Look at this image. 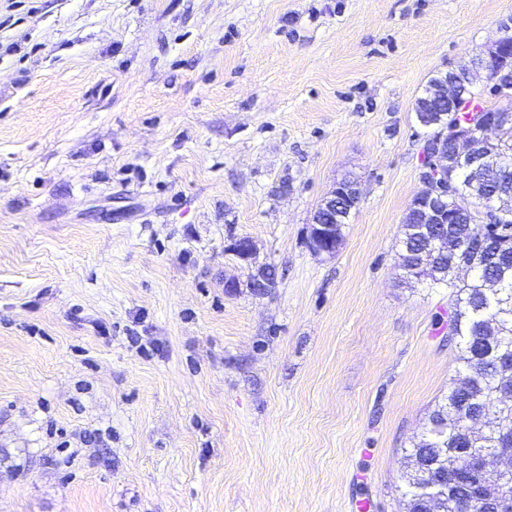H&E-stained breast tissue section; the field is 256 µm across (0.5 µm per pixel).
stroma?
I'll return each instance as SVG.
<instances>
[{"instance_id": "1", "label": "stroma", "mask_w": 512, "mask_h": 512, "mask_svg": "<svg viewBox=\"0 0 512 512\" xmlns=\"http://www.w3.org/2000/svg\"><path fill=\"white\" fill-rule=\"evenodd\" d=\"M509 29L512 0H0V512H406L459 355L449 288L402 281L415 102ZM362 191L360 184L356 180H342L337 182L332 190L322 199L318 209L313 217V224L308 226V245L311 250L318 254H325L334 257L342 243V225L347 223L349 213L341 214L336 222V216L333 223H322L318 219V211L326 209H336V199L345 198L351 202V207H356L360 203Z\"/></svg>"}]
</instances>
